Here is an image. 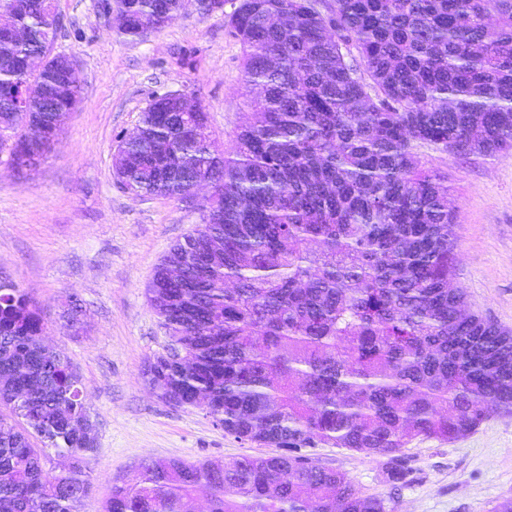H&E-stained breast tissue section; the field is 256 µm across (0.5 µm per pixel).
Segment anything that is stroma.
<instances>
[{
    "mask_svg": "<svg viewBox=\"0 0 512 512\" xmlns=\"http://www.w3.org/2000/svg\"><path fill=\"white\" fill-rule=\"evenodd\" d=\"M105 0H53V49L82 79V104L67 113L48 158L17 176L0 154V282L38 304L47 342L80 376L95 443L90 491L80 512H102L116 481L146 457L196 462L268 455L243 444L199 408L177 406L149 385L144 369L170 342L148 288L173 244L201 222L198 208L138 196L117 180L113 157L155 96L178 91L208 114L215 149L232 153L250 92L244 49L222 14L185 0L174 20L141 38L121 37ZM444 177L455 210L453 282L471 312L512 330V155L460 157L418 147ZM84 303L81 330L63 316L69 296ZM308 456L344 472L356 491L384 496L392 512H495L512 499V414H491L452 442L414 440L410 474L385 479L380 458L344 448Z\"/></svg>",
    "mask_w": 512,
    "mask_h": 512,
    "instance_id": "obj_1",
    "label": "stroma"
}]
</instances>
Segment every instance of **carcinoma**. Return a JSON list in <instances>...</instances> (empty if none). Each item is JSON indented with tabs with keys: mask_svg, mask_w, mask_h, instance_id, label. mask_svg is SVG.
Listing matches in <instances>:
<instances>
[{
	"mask_svg": "<svg viewBox=\"0 0 512 512\" xmlns=\"http://www.w3.org/2000/svg\"><path fill=\"white\" fill-rule=\"evenodd\" d=\"M172 0H119L120 35L168 24ZM233 0L227 24L259 90L235 157L211 149L207 113L155 101L118 145L133 191L213 189L203 224L156 267L150 300L177 350L150 361L160 396L202 408L272 456L147 457L103 512H390L379 494L301 454L384 457L450 441L512 413V333L451 287L453 214L414 148L512 153V0ZM0 37V152L17 172L81 103V79L25 61L57 34L35 0ZM224 257L207 255L216 242ZM26 291L0 288V512H77L95 451L80 380L43 341ZM43 447L34 446V441ZM70 459L52 479L45 449Z\"/></svg>",
	"mask_w": 512,
	"mask_h": 512,
	"instance_id": "carcinoma-1",
	"label": "carcinoma"
}]
</instances>
